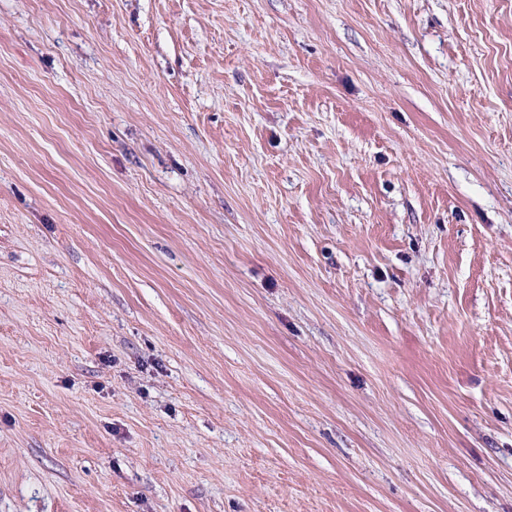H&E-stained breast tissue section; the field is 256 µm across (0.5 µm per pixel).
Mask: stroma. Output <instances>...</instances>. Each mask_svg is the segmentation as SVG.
Listing matches in <instances>:
<instances>
[{
	"label": "stroma",
	"mask_w": 512,
	"mask_h": 512,
	"mask_svg": "<svg viewBox=\"0 0 512 512\" xmlns=\"http://www.w3.org/2000/svg\"><path fill=\"white\" fill-rule=\"evenodd\" d=\"M0 512H512V0H0Z\"/></svg>",
	"instance_id": "35a3bbf8"
}]
</instances>
